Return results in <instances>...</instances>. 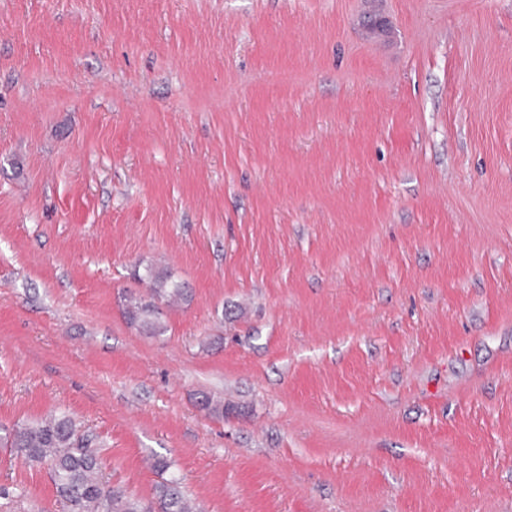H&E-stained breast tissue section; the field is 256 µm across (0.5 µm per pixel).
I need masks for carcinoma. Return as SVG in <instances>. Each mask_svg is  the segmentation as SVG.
I'll return each mask as SVG.
<instances>
[{
  "label": "carcinoma",
  "mask_w": 512,
  "mask_h": 512,
  "mask_svg": "<svg viewBox=\"0 0 512 512\" xmlns=\"http://www.w3.org/2000/svg\"><path fill=\"white\" fill-rule=\"evenodd\" d=\"M153 283L150 300L124 298L131 325L147 336L165 330L159 320V304L188 298V290L168 273L146 269ZM0 447L9 456L50 467L57 497L67 512H196L180 480L169 474L171 462L159 458L153 470L159 476L151 498L130 496L102 481L100 461L88 447L73 417L54 415L36 424L18 422L0 436Z\"/></svg>",
  "instance_id": "1"
}]
</instances>
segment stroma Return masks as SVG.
Segmentation results:
<instances>
[{"label":"stroma","mask_w":512,"mask_h":512,"mask_svg":"<svg viewBox=\"0 0 512 512\" xmlns=\"http://www.w3.org/2000/svg\"><path fill=\"white\" fill-rule=\"evenodd\" d=\"M55 411L143 499L512 512V0H0V428ZM147 277L153 283L152 296L149 301L125 297L124 310L131 325L147 336H160L165 330L158 315V303H170L175 300H187L188 290L173 280L171 274L146 269Z\"/></svg>","instance_id":"1"}]
</instances>
